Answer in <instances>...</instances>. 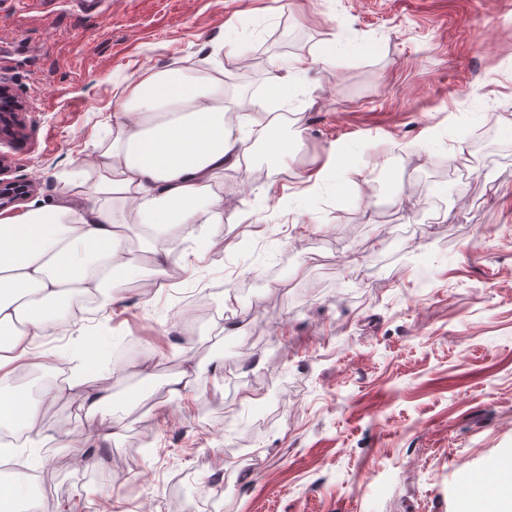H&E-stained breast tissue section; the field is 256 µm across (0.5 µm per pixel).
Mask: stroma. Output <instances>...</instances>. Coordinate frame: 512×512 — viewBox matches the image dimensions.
<instances>
[{
	"mask_svg": "<svg viewBox=\"0 0 512 512\" xmlns=\"http://www.w3.org/2000/svg\"><path fill=\"white\" fill-rule=\"evenodd\" d=\"M219 43L243 112L270 58L334 56L288 90L299 160L225 170L223 248L108 311L142 350L111 380L119 436L74 441L94 425L62 397L23 472L73 512H469L512 471V0H0L8 178L56 204L131 75ZM334 143L341 174L301 194ZM189 369L170 382V396L173 400H178L183 409H188L196 399V391L190 381L191 368Z\"/></svg>",
	"mask_w": 512,
	"mask_h": 512,
	"instance_id": "stroma-1",
	"label": "stroma"
}]
</instances>
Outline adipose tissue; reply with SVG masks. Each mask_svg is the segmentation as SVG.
<instances>
[{"label": "adipose tissue", "instance_id": "1", "mask_svg": "<svg viewBox=\"0 0 512 512\" xmlns=\"http://www.w3.org/2000/svg\"><path fill=\"white\" fill-rule=\"evenodd\" d=\"M330 55L270 60L274 107L234 109L217 56L184 58L166 68L133 74L107 135L92 145V161L70 171L59 201L0 213V433L34 447L47 438L42 416L63 395L97 421V441L119 429L109 421L112 386L92 348L63 360L59 383L38 396L12 387L21 372L46 363L43 340L73 324L75 305L92 301L104 311L121 282L148 268L172 283L189 264L170 247L197 241L195 259L224 245L225 169L256 171L248 158L265 148L295 161L301 129L285 116L286 93Z\"/></svg>", "mask_w": 512, "mask_h": 512}]
</instances>
